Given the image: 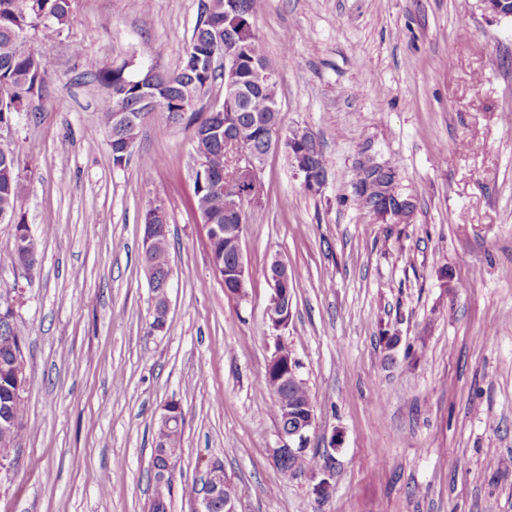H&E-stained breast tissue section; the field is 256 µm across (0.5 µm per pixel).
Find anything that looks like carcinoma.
I'll return each mask as SVG.
<instances>
[{
  "mask_svg": "<svg viewBox=\"0 0 512 512\" xmlns=\"http://www.w3.org/2000/svg\"><path fill=\"white\" fill-rule=\"evenodd\" d=\"M226 0H199V15H209L200 21L191 36L181 67L173 72L161 71L154 86L160 100L159 108L143 114L142 122L157 121L165 125L189 119L197 152L212 175L224 174V142L212 134L211 113L198 112L195 106L210 91L217 78L204 61L212 54L215 36H220L223 51L235 49L242 60L241 75L248 73L252 62L272 66L258 37L254 19L259 11V0H233V9L225 7ZM76 0H0V129H10L18 107L28 105L35 98L41 99L50 81L48 63L43 54L26 46L29 29L48 22L62 29L69 25ZM87 73L94 76L105 88L102 99L101 125L108 133L107 148L114 152L126 138L139 136L141 127H120L115 124L114 113L118 101L128 98V106L136 103L141 74L130 75L122 67L100 68L97 63L85 60ZM269 96L258 90L250 91L237 109L224 113L223 122L234 135L252 145L257 151L265 147L264 133L268 131L269 117L280 119L268 108ZM25 185L19 161L14 152L0 154V213L14 227L11 258L31 268L39 262L36 240L31 236L20 213V203ZM195 207L204 224L218 225L240 223V214L233 205L241 197L240 187L226 179L220 189L208 185V179L194 180ZM210 257L223 259L230 268L237 262L236 247L232 239L221 237L209 243ZM144 266L153 271L154 296L162 294L160 285L170 273L168 234L142 253ZM25 335L10 307L0 308V461L14 459L19 441L25 432V405L22 391L16 386L15 363L24 361ZM264 386L274 397V416L280 418L282 405L293 400L306 404L313 397L303 382L285 386L273 376H265ZM155 448H179L182 430L157 423L154 433ZM318 467L316 455L303 452L280 465L283 475L301 470L313 471ZM172 495V482L152 480L149 512H168Z\"/></svg>",
  "mask_w": 512,
  "mask_h": 512,
  "instance_id": "obj_1",
  "label": "carcinoma"
}]
</instances>
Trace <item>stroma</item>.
<instances>
[{
  "label": "stroma",
  "instance_id": "1",
  "mask_svg": "<svg viewBox=\"0 0 512 512\" xmlns=\"http://www.w3.org/2000/svg\"><path fill=\"white\" fill-rule=\"evenodd\" d=\"M198 3L77 0L69 26L27 33L51 83L4 134L40 260L16 266L0 224V288L14 292L30 377L0 512H147L172 401L185 424L171 512H195L216 461L238 512H512V17L482 0H263L281 129L316 138L325 179L308 192L284 151L268 156L246 209L244 293L230 298L192 202L191 128L148 122L113 166L105 90L82 62L176 69ZM368 159L395 168L414 205L403 223L359 197ZM152 205L170 230L161 331L141 262ZM276 255L294 283L279 331L265 319ZM280 346L314 397L323 496L272 454L263 378Z\"/></svg>",
  "mask_w": 512,
  "mask_h": 512
}]
</instances>
